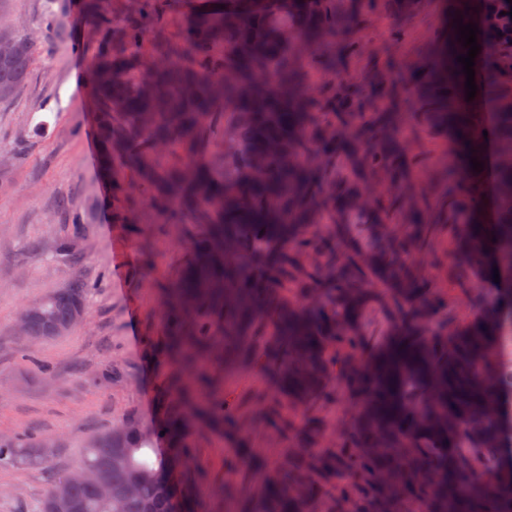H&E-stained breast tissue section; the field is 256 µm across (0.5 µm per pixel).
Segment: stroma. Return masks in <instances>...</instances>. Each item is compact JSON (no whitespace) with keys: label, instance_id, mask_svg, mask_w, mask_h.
Here are the masks:
<instances>
[{"label":"stroma","instance_id":"obj_1","mask_svg":"<svg viewBox=\"0 0 512 512\" xmlns=\"http://www.w3.org/2000/svg\"><path fill=\"white\" fill-rule=\"evenodd\" d=\"M342 8L357 13L355 35L363 49L351 54L333 44L328 63L306 59L311 91H323L335 73L365 88L383 77L389 92L366 100L364 111H412L408 70L427 59L436 30L448 18L446 0H430L412 13L397 12L390 0L366 8L344 0ZM13 13L36 33L37 63L15 101L0 108V158L9 161L0 167V435L35 432L59 446L44 466H0V512H34L58 477L78 465L94 434L126 417L145 426L158 421L163 388L178 371L173 360L155 357L166 340L161 306L189 257L195 227L186 225L182 237H175L170 219L156 214L148 189L132 171L127 199L113 201L86 79L95 23L78 0H14ZM401 140L432 163L455 152L452 141L417 122ZM19 151L24 159L11 163ZM121 209L142 225L140 236L117 221ZM62 235L73 239V254L55 252ZM454 241V227L439 226L438 261L428 271L449 309L463 315L470 305L448 258ZM77 278L94 284L85 324L55 341L18 336L15 323L23 307ZM269 345L265 329L257 328L254 361L221 373L225 393L236 400L235 424L192 427L195 465L181 481L204 512H239L242 500L259 498L265 473L240 468L239 457L245 451L269 465L279 462L290 446L281 418L296 426L318 420L322 448L353 424L338 400L320 401L309 411L289 407L275 392V370L263 358ZM42 364L53 376L39 372Z\"/></svg>","mask_w":512,"mask_h":512}]
</instances>
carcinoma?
<instances>
[{
  "mask_svg": "<svg viewBox=\"0 0 512 512\" xmlns=\"http://www.w3.org/2000/svg\"><path fill=\"white\" fill-rule=\"evenodd\" d=\"M136 2L135 15L120 22L109 0L83 7L97 29L92 88L112 196L128 194L117 165H129L146 178L159 216L200 225L168 290L169 348L186 375L228 354L245 362L243 330L266 320L278 344L265 357L288 404L308 407L336 386L358 414L334 448L315 449L313 419L288 428L293 448L265 483L257 512H315L329 491L338 512H512V454L501 451L512 368L498 356L512 333V5L452 0L453 18L478 25L493 48L474 65V81L496 109L491 122L461 105L457 57L468 48L458 28L439 36L414 74L424 92L410 116L456 142L457 161L440 166L447 195L428 207L409 179L425 162L397 140L401 113L364 119L366 90L343 79L314 101L304 86L300 62L352 26L336 0H198L175 47L163 41L167 0ZM8 37L3 107L35 63L27 26ZM311 104L325 115L315 126ZM176 148L181 161L159 163ZM439 224L457 228L452 260L477 301L464 317L442 310L432 276L409 262L432 252ZM296 272L299 297L287 298ZM87 288L74 279L31 304L28 335L53 339L47 322L70 324ZM376 305L385 318L377 334L367 326ZM207 398L214 413L229 415L221 387ZM189 424L182 402L151 429L121 420L83 448L80 462L111 480L112 501L63 474L39 512L57 496L83 512H170L169 480L191 458ZM160 437L168 448L155 447ZM41 448L40 436L0 440V465L43 466ZM132 481L140 484L136 499Z\"/></svg>",
  "mask_w": 512,
  "mask_h": 512,
  "instance_id": "cac0c4a2",
  "label": "carcinoma"
}]
</instances>
